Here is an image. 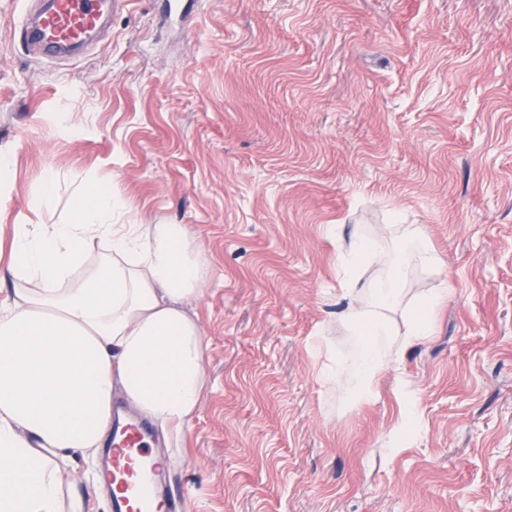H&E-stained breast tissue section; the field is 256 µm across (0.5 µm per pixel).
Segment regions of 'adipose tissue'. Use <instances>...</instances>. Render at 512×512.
I'll return each mask as SVG.
<instances>
[{"label": "adipose tissue", "mask_w": 512, "mask_h": 512, "mask_svg": "<svg viewBox=\"0 0 512 512\" xmlns=\"http://www.w3.org/2000/svg\"><path fill=\"white\" fill-rule=\"evenodd\" d=\"M122 208L118 191L92 181L69 223L14 227L7 271L19 286L0 299V512H86L66 474L111 433L115 395L177 436L199 410L205 345L187 305L203 291L202 247L182 224L114 223ZM380 253L360 234L340 246L339 321L363 344L358 404L432 335L454 293L444 280L408 303L395 278L359 287Z\"/></svg>", "instance_id": "obj_1"}]
</instances>
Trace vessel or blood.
I'll use <instances>...</instances> for the list:
<instances>
[{
  "instance_id": "obj_1",
  "label": "vessel or blood",
  "mask_w": 512,
  "mask_h": 512,
  "mask_svg": "<svg viewBox=\"0 0 512 512\" xmlns=\"http://www.w3.org/2000/svg\"><path fill=\"white\" fill-rule=\"evenodd\" d=\"M103 0H50L35 17H23L24 38L43 53L56 56L80 47L101 20ZM150 424L129 411L115 415L112 447L102 474L112 485L113 512H183L184 500L166 496V476L151 446Z\"/></svg>"
}]
</instances>
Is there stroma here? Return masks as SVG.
Instances as JSON below:
<instances>
[{
  "label": "stroma",
  "mask_w": 512,
  "mask_h": 512,
  "mask_svg": "<svg viewBox=\"0 0 512 512\" xmlns=\"http://www.w3.org/2000/svg\"><path fill=\"white\" fill-rule=\"evenodd\" d=\"M183 2L129 0L57 60L26 46L30 0H0V239L68 223L93 177L116 223L202 245V404L182 442L153 429L185 512H512V0ZM394 222L444 263L408 294H454L355 404L319 378L360 352L331 235Z\"/></svg>",
  "instance_id": "35a3bbf8"
}]
</instances>
